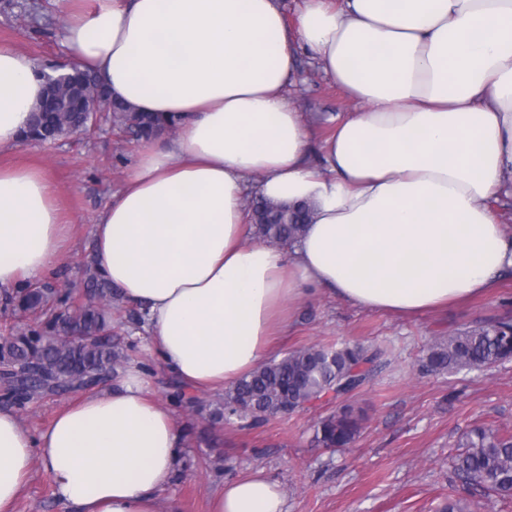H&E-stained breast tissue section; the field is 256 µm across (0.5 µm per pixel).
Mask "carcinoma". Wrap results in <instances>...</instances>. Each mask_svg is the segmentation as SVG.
<instances>
[{
    "label": "carcinoma",
    "instance_id": "cac0c4a2",
    "mask_svg": "<svg viewBox=\"0 0 512 512\" xmlns=\"http://www.w3.org/2000/svg\"><path fill=\"white\" fill-rule=\"evenodd\" d=\"M116 125L138 140L158 137L175 126L159 114L135 112L104 96ZM85 124V113H32L28 140L40 143L71 133ZM256 233L286 247L307 224L304 205L276 206L255 200ZM85 287L94 301L75 307L70 291L23 288L12 297L26 312L54 309L37 328L0 336V391L21 402L34 395H58L74 384H85L117 369L128 357L106 335L112 301L119 299L94 262L85 270ZM385 351L361 344L310 346L279 360L261 363L226 392L210 422L251 419L256 423L284 410L294 412L328 395L339 399L368 382L384 364ZM512 360V319L501 317L465 327L432 341L422 360L426 374H452L490 368ZM362 416L347 405L320 418L313 439L325 448H343L358 435ZM462 451L452 459L454 471L466 482L501 499L512 498V431L485 427L466 431Z\"/></svg>",
    "mask_w": 512,
    "mask_h": 512
}]
</instances>
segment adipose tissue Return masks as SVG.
Here are the masks:
<instances>
[{"instance_id": "1", "label": "adipose tissue", "mask_w": 512, "mask_h": 512, "mask_svg": "<svg viewBox=\"0 0 512 512\" xmlns=\"http://www.w3.org/2000/svg\"><path fill=\"white\" fill-rule=\"evenodd\" d=\"M66 56L177 133L142 143L99 211L93 257L145 313L147 349L184 388L222 394L320 290L411 318L493 288L512 232V0H63ZM307 55L353 108L314 126L291 104ZM44 82L0 48V152L17 149ZM313 206L281 249L249 241L248 194ZM71 220L40 169L0 167V290L70 254ZM140 363L40 434L0 410V512L33 464L67 512H157L182 444ZM212 512H288L263 473Z\"/></svg>"}]
</instances>
